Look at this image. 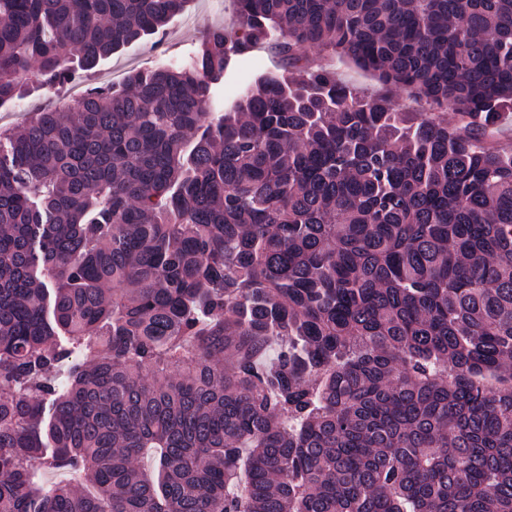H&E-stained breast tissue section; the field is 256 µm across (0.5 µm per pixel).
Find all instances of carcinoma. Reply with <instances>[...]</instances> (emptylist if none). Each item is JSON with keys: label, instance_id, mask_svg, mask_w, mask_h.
<instances>
[{"label": "carcinoma", "instance_id": "carcinoma-1", "mask_svg": "<svg viewBox=\"0 0 512 512\" xmlns=\"http://www.w3.org/2000/svg\"><path fill=\"white\" fill-rule=\"evenodd\" d=\"M191 2L0 0V107ZM235 2L0 131V512H512V0ZM236 17L234 0H194L190 10L176 17L169 25L165 38L164 54L159 56L154 43L160 37L134 44L112 55L103 65L91 71H79L73 80L58 85V96L69 98L75 90L87 91L95 87L119 88L135 71H144L165 63L186 61L196 50L200 33L207 27L233 24ZM111 78V85L102 84ZM260 73L288 75L286 62L271 42L260 45L251 54L240 58L237 67L224 78V89L221 94L224 108L231 106L241 87ZM328 60L331 64V68L336 72V76L349 86L372 94L393 95L404 103L409 101L405 93L397 91L394 88L386 87L377 76L371 72L362 70L353 62L347 59L339 61L336 60L335 57H330Z\"/></svg>", "mask_w": 512, "mask_h": 512}]
</instances>
